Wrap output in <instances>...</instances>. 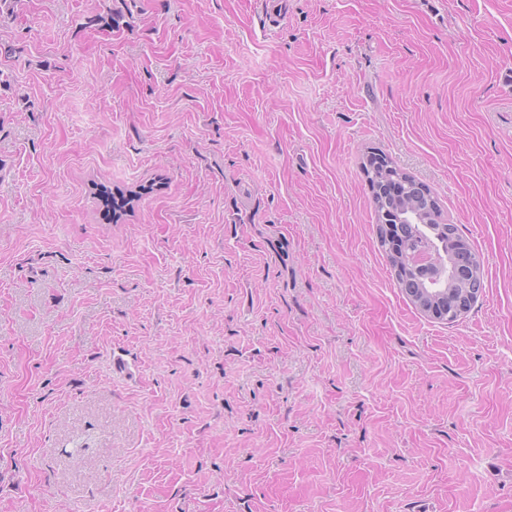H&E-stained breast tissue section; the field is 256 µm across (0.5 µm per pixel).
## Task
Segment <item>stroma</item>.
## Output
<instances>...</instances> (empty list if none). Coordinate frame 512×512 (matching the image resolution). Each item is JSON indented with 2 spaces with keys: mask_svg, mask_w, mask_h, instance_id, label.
I'll list each match as a JSON object with an SVG mask.
<instances>
[{
  "mask_svg": "<svg viewBox=\"0 0 512 512\" xmlns=\"http://www.w3.org/2000/svg\"><path fill=\"white\" fill-rule=\"evenodd\" d=\"M373 152L481 259L454 323ZM0 512H512V0H0ZM364 171L373 188L380 245L398 269L399 288L405 294L407 291L414 293L420 288L421 280L426 275L418 276L406 268L400 255L412 250L406 263L429 270L433 263L429 251L414 250L423 242L429 243L439 257L448 260V310L456 307L460 301L473 299L466 311L470 309L484 288L483 278L478 272L481 260L460 234L458 225L449 220L448 223L444 222L430 189L401 173L386 157L370 158ZM384 185L393 186L395 192L391 195L382 193L380 190ZM408 212L416 215L420 223H412L407 218L401 222ZM385 224L390 228L387 229Z\"/></svg>",
  "mask_w": 512,
  "mask_h": 512,
  "instance_id": "35a3bbf8",
  "label": "stroma"
}]
</instances>
